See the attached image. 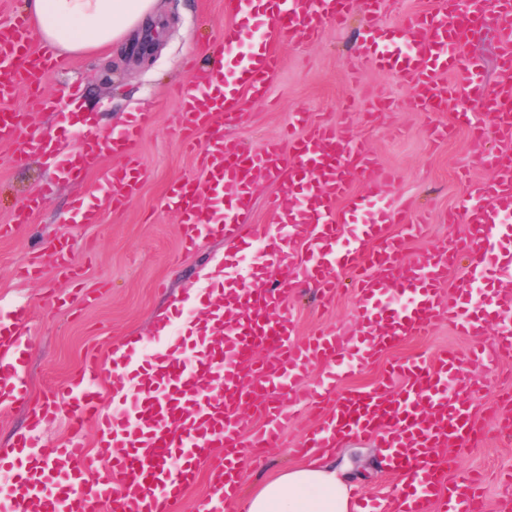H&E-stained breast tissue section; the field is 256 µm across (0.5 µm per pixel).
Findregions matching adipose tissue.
I'll return each instance as SVG.
<instances>
[{
  "label": "adipose tissue",
  "instance_id": "1",
  "mask_svg": "<svg viewBox=\"0 0 512 512\" xmlns=\"http://www.w3.org/2000/svg\"><path fill=\"white\" fill-rule=\"evenodd\" d=\"M154 0H26L42 43L59 54L87 55L126 42L153 18ZM243 512H352L349 487L333 467L312 460L264 481Z\"/></svg>",
  "mask_w": 512,
  "mask_h": 512
}]
</instances>
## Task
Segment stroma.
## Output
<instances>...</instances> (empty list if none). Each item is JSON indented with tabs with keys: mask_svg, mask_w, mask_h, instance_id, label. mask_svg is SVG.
Here are the masks:
<instances>
[{
	"mask_svg": "<svg viewBox=\"0 0 512 512\" xmlns=\"http://www.w3.org/2000/svg\"><path fill=\"white\" fill-rule=\"evenodd\" d=\"M156 17L163 26L153 37L154 51L148 58L133 56L125 44L107 59L60 58L43 77L45 93L60 99L62 111L95 114L108 129L123 126L133 112L152 113V122L143 129L137 145L142 161L140 187L123 209L103 211L95 224L71 223L76 204L96 189V177L90 174L59 185L40 201L30 223L15 224L16 211L51 179L52 172L37 160L17 161L14 145L0 144V225L14 226L10 238L0 239V311L7 313L20 306L27 311L25 378L32 390L31 402L0 406V449L13 447L19 437L30 433L43 442L68 441L71 432L62 418L31 431L33 404L57 395L89 352L111 357L113 347L131 336L156 350L166 345L168 337L183 335L185 325L206 312L201 297L217 286L207 269L224 262V240L210 237L195 249H185L180 215L164 200L173 182L202 174L198 156L179 141L184 115L171 88L192 84L194 75L187 60L217 53L230 17L224 12V0H158ZM361 23L356 15L343 28H326L317 40L300 37L280 44L283 67L266 99L245 100L238 123L228 126L224 137L259 148L280 136L290 113L297 111L309 113L314 124L334 123L341 136L360 141L380 167L395 174L389 188L394 201L427 213V234L410 241L407 253L433 250L466 230V220L449 223L448 213L463 211L472 182L489 178L480 159L491 143L473 140L463 129L437 142L429 138L427 125L432 120L452 121L459 112L482 115V103L463 89L441 112L429 117L414 109L413 88L406 81L365 64L360 65L357 79H350L348 61ZM464 53L480 62L484 85L492 87L500 61L493 23L470 33ZM373 99L388 101L389 110L368 115L366 105ZM60 237L70 241L82 270L74 287H67L50 270L37 279L17 274L30 250ZM288 311L303 336L322 329L354 328L357 315L349 291L340 293L325 312L316 295L304 290L289 299ZM160 320L168 328L167 336L155 332ZM470 346V337L443 322L429 335L413 337L348 374L340 387H367L397 359L428 357L443 347L464 353ZM469 372L483 388L475 404L483 438L471 447L451 449L450 454L457 471L476 469L491 474L482 497L488 512H499L503 486L497 477L512 471V440L500 435L484 408L501 389L512 388V360L503 362L494 373L478 364L470 365ZM314 423L312 414L298 409L279 447L258 460L244 456L242 493L296 465L293 450ZM331 461L352 486L374 496L385 495L398 482L376 438L343 440Z\"/></svg>",
	"mask_w": 512,
	"mask_h": 512,
	"instance_id": "35a3bbf8",
	"label": "stroma"
}]
</instances>
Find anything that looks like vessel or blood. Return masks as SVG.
Segmentation results:
<instances>
[{
    "instance_id": "obj_1",
    "label": "vessel or blood",
    "mask_w": 512,
    "mask_h": 512,
    "mask_svg": "<svg viewBox=\"0 0 512 512\" xmlns=\"http://www.w3.org/2000/svg\"><path fill=\"white\" fill-rule=\"evenodd\" d=\"M357 3L365 18L355 61L411 83L416 108L428 115L457 93L446 74L467 72V88L481 98L490 124L463 112L452 123H430L428 131L444 140L463 127L474 138L491 134L499 143L482 158L494 177L473 188L465 234L432 253L405 256L407 239L425 230L422 220L408 205L390 202L391 174L361 143L339 136L335 125H310L307 113L297 112L287 137L259 149L224 138L225 125L244 98L267 95L281 67L276 43L343 27ZM382 4L225 0L224 11L236 23L224 30L223 62H194L192 86L178 91L186 117L183 139L193 140L200 129L208 132L200 147L204 174L174 184L167 201L180 213L186 247L220 234L238 250L252 236L253 177L264 174L275 186L267 200L275 226L266 235L264 255L238 282L208 296L207 319L195 339L178 340L132 369L87 355L62 399L43 400L30 415L35 430L66 416L70 440H17L20 455L8 465L13 479L0 492V512H175L203 472L209 485L197 512H225L232 497L223 490L224 475L237 469L240 449L259 455L277 447L302 403L314 406L319 420L302 437L297 455L337 447L346 438L377 436L387 448L403 484L384 501L355 495L357 512H435L445 502L454 512H485L478 474L449 477L447 451L472 446L481 434L472 413L480 387L465 373L469 361L494 368L512 356V0H493L489 8L483 0H466L456 11L413 15L394 26L379 23ZM489 21L497 27L502 52L499 79L487 91L463 46L472 27ZM259 27L264 38L250 41L251 30ZM34 41L26 17L0 21V142L17 145L19 158H42L56 169L57 181L100 173L101 189L76 208L79 223H98L103 210L122 208L137 191V142L152 115L133 113L112 131L95 121L85 124L78 147L59 159L33 117L54 107L40 88L55 51L47 45L30 51ZM20 86L30 91L33 112L11 108ZM112 156L119 164L103 167V159ZM361 175L368 188L357 194L351 186ZM57 181L45 183L43 193L52 192ZM209 199L223 202V209L206 207ZM300 246L306 247L307 259L288 276L274 278ZM462 263L468 267L465 282L448 289L449 269ZM49 268L63 281L74 278L68 241L26 255L19 271L39 275ZM343 274L351 280L357 329L297 339L288 297L310 288L321 303L333 302ZM25 318L22 309L0 316V397L9 404L30 399L23 380ZM493 319L502 326L488 346L483 335ZM441 322L472 337L469 357L443 348L429 360L392 364L367 388L337 392L338 375ZM262 347L271 351L264 360L255 355ZM316 365L322 374L312 392H305ZM248 410L260 418V426L244 421ZM90 422L101 447L113 451L101 479L90 478L81 441Z\"/></svg>"
}]
</instances>
